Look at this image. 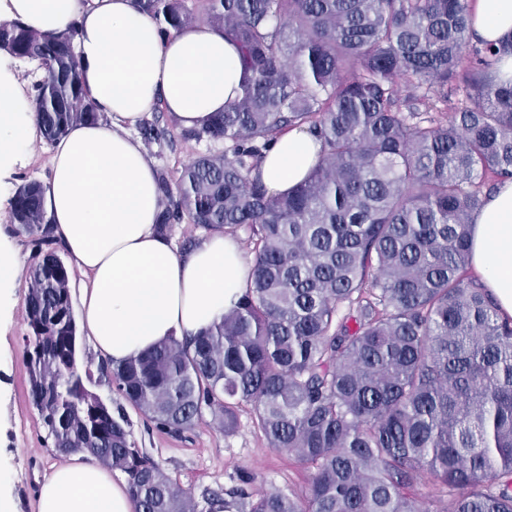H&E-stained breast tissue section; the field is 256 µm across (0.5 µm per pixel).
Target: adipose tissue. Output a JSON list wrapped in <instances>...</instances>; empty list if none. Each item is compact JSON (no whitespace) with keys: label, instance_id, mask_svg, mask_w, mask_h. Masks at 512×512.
Listing matches in <instances>:
<instances>
[{"label":"adipose tissue","instance_id":"ef3b65f1","mask_svg":"<svg viewBox=\"0 0 512 512\" xmlns=\"http://www.w3.org/2000/svg\"><path fill=\"white\" fill-rule=\"evenodd\" d=\"M477 39L500 47L497 75L512 81V0H474ZM45 34L80 20L83 85L107 119L73 128L52 148L46 207L55 234L84 276L82 304L96 351L120 364L168 337L209 329L250 284L251 266L232 236L201 237L182 252L156 230L163 208L156 169L133 131L156 106L179 126L203 125L241 93L236 47L208 26L161 38L134 0H0V18ZM37 125L20 89L0 69V170L33 143ZM322 145L282 133L256 171L269 195L288 192L316 166ZM470 264L512 318V180L475 217ZM38 512H135L124 484L93 462L54 466Z\"/></svg>","mask_w":512,"mask_h":512}]
</instances>
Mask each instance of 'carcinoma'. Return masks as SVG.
Masks as SVG:
<instances>
[{"instance_id": "obj_1", "label": "carcinoma", "mask_w": 512, "mask_h": 512, "mask_svg": "<svg viewBox=\"0 0 512 512\" xmlns=\"http://www.w3.org/2000/svg\"><path fill=\"white\" fill-rule=\"evenodd\" d=\"M162 38L198 21L239 52L242 94L180 136L224 142L173 182L157 171L158 233L183 220L247 234L251 283L191 339L112 366L117 392L171 432L210 410L224 435L252 407L268 446L309 473L304 497L217 494L224 512H512V319L469 270L490 181L512 179V82L500 50L472 44L468 0H136ZM77 24L45 35L0 21V51L43 75L28 102L51 144L105 119L84 89ZM464 98L450 105L452 93ZM298 128L322 154L272 197L250 174ZM169 134L164 109L138 125ZM46 186H17L8 222L31 237L24 361L53 447L126 475L136 512H197L84 385L71 269L57 254Z\"/></svg>"}]
</instances>
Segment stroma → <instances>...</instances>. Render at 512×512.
Masks as SVG:
<instances>
[{
    "instance_id": "obj_1",
    "label": "stroma",
    "mask_w": 512,
    "mask_h": 512,
    "mask_svg": "<svg viewBox=\"0 0 512 512\" xmlns=\"http://www.w3.org/2000/svg\"><path fill=\"white\" fill-rule=\"evenodd\" d=\"M207 149L206 143L187 141L175 134L147 146L146 153L155 167L167 168L176 177ZM51 158V145L40 139L21 151L13 168L0 175V247L16 253L23 267L31 262L33 251L28 236L15 234L7 222L10 199L22 180L49 182ZM26 292L25 281L20 278L7 297L0 299V488L9 493L14 512H36L41 484L54 466L66 461L48 439L42 416L29 396L22 360L28 332L23 304ZM76 347L79 359L92 365L87 389L111 403L113 415L124 417L136 447L192 495L198 512H208V497L237 486L245 472L254 477L249 492L305 494L306 472L287 452L269 448L250 407L240 408L238 428L230 436L224 435L208 415L181 433L159 429L120 397L111 376L100 371L101 358L85 330H78Z\"/></svg>"
}]
</instances>
